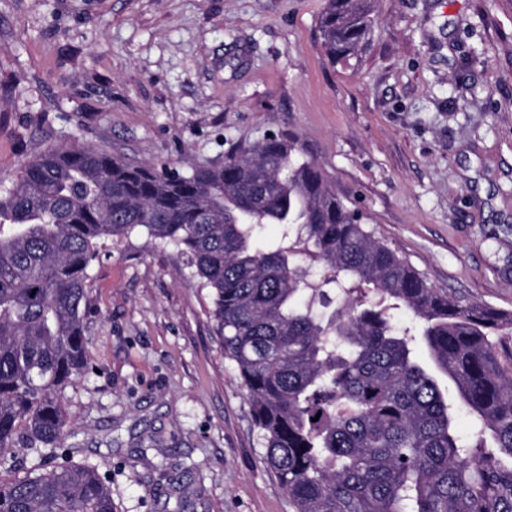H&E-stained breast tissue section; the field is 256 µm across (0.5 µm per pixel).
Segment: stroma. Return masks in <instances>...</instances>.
<instances>
[{"instance_id": "obj_1", "label": "stroma", "mask_w": 512, "mask_h": 512, "mask_svg": "<svg viewBox=\"0 0 512 512\" xmlns=\"http://www.w3.org/2000/svg\"><path fill=\"white\" fill-rule=\"evenodd\" d=\"M325 4L0 0V183L49 149L185 174L285 133L432 287L512 311V0H372L338 61ZM90 276L57 397L115 512H294L187 257L133 235Z\"/></svg>"}]
</instances>
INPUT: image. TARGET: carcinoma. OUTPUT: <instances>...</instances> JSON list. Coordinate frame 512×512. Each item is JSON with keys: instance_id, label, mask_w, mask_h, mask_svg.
Masks as SVG:
<instances>
[{"instance_id": "1", "label": "carcinoma", "mask_w": 512, "mask_h": 512, "mask_svg": "<svg viewBox=\"0 0 512 512\" xmlns=\"http://www.w3.org/2000/svg\"><path fill=\"white\" fill-rule=\"evenodd\" d=\"M373 23L371 0H326L330 57L355 54ZM300 154L272 134L172 174L49 150L0 186V470L36 459L0 481V512H114L98 466L69 460L54 392L87 370L98 248L133 233L180 249L210 289L224 358L294 512H512V354L496 340L512 312L432 287ZM264 224L281 226L266 247ZM329 288L342 307L326 319ZM439 374L471 415L467 436Z\"/></svg>"}]
</instances>
